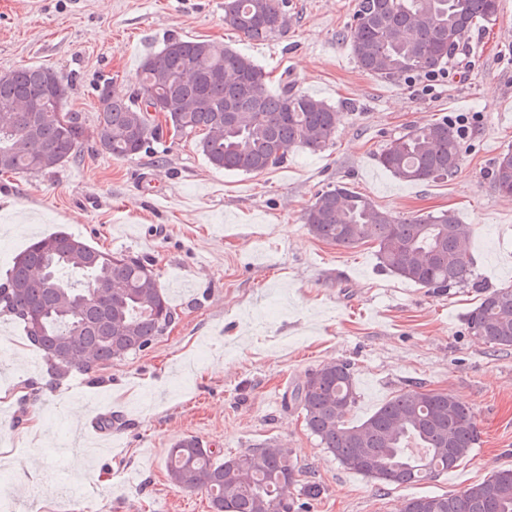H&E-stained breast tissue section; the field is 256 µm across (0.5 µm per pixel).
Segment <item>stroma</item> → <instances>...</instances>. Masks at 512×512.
Returning a JSON list of instances; mask_svg holds the SVG:
<instances>
[{"instance_id": "1", "label": "stroma", "mask_w": 512, "mask_h": 512, "mask_svg": "<svg viewBox=\"0 0 512 512\" xmlns=\"http://www.w3.org/2000/svg\"><path fill=\"white\" fill-rule=\"evenodd\" d=\"M357 0H289L269 41L224 26V0H0V71L44 66L71 79L69 108L94 126L101 77L130 91L143 58L171 34L231 45L343 114L333 145L292 150L261 174L219 171L178 136L145 155L115 160L87 137L76 158L0 175V271L30 239L65 230L106 252L150 258L176 321L147 349L114 359L93 385L50 376L21 324L0 319V486L9 512H210L205 491L175 487L171 444L198 438L222 455L255 445L291 449L302 481L320 486L306 512H400L403 502L455 493L512 468V348L468 332L479 302L468 288L436 296L381 271L373 244L316 239L305 211L343 182L382 210L408 216L454 211L469 232L480 280L512 283V197L490 180L512 146V0L474 30L435 83L387 82L360 69L344 37ZM469 119L454 177L395 178L376 162L394 135L444 118ZM350 362L358 421L414 383L470 406L480 442L449 472L385 485L342 467L306 428L291 391L305 374ZM82 403L83 420L67 405ZM45 429L31 434L29 416ZM110 420V446L92 420ZM105 438V439H106ZM54 483L44 501L40 489Z\"/></svg>"}]
</instances>
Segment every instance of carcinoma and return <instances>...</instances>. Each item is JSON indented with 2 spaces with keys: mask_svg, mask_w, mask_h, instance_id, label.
I'll return each mask as SVG.
<instances>
[{
  "mask_svg": "<svg viewBox=\"0 0 512 512\" xmlns=\"http://www.w3.org/2000/svg\"><path fill=\"white\" fill-rule=\"evenodd\" d=\"M498 0H357L346 32L358 66L383 80L429 75L441 68L476 27L496 16ZM288 0H224V26L254 41L275 37ZM269 76L248 57L217 41L172 36L147 55L128 96L106 77L95 90L93 132L101 150L131 159L151 144L202 133L199 148L224 171L260 174L283 166L293 148L321 151L333 143L342 113ZM70 84L56 71L21 66L0 73V173H38L73 158L88 134L82 113L66 107ZM164 121L149 113L150 102ZM461 137L448 120L391 138L377 161L395 177L425 182L453 177ZM490 178L512 196V150ZM304 223L319 240L342 247L376 245L379 267L440 295L472 287L480 302L466 316L472 335L512 347V285L477 280L468 232L450 210L396 217L345 185L318 195ZM0 313L24 326L58 377L93 375L102 364L149 347L175 312L152 264L101 251L68 231L32 242L0 278ZM307 429L343 467L386 485L425 481L463 460L480 433L469 406L448 392L414 384L359 424L349 363L329 362L306 374L294 391ZM170 481L203 489L211 512H298L289 490L298 482L290 452L264 444L216 458L195 437L168 451ZM402 512H512V469L496 471L458 493L409 498Z\"/></svg>",
  "mask_w": 512,
  "mask_h": 512,
  "instance_id": "1",
  "label": "carcinoma"
}]
</instances>
